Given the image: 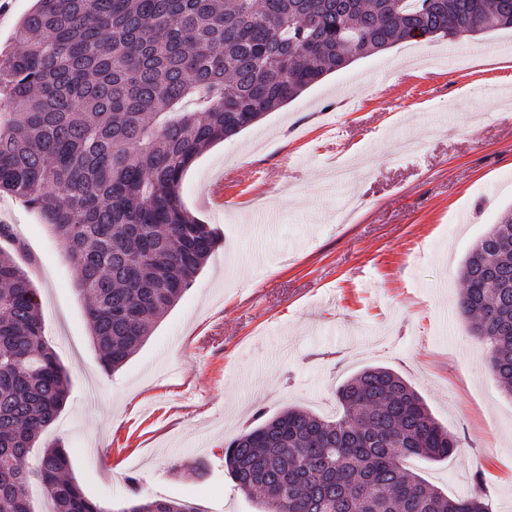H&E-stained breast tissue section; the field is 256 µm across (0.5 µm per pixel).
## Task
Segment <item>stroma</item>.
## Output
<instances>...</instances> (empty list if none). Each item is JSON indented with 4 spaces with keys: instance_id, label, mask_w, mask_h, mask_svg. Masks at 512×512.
Listing matches in <instances>:
<instances>
[{
    "instance_id": "obj_1",
    "label": "stroma",
    "mask_w": 512,
    "mask_h": 512,
    "mask_svg": "<svg viewBox=\"0 0 512 512\" xmlns=\"http://www.w3.org/2000/svg\"><path fill=\"white\" fill-rule=\"evenodd\" d=\"M219 182L230 204L213 201ZM181 197L221 243L108 374L65 242L0 194L70 377L43 441L67 448L89 497L120 512L133 475L146 499L260 512L224 471L225 441L291 404L337 417V387L385 366L461 441L410 468L451 498L483 486L489 512H512V395L456 288L466 254L512 209V30L356 59L199 154Z\"/></svg>"
}]
</instances>
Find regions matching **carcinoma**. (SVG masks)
<instances>
[{
	"instance_id": "carcinoma-1",
	"label": "carcinoma",
	"mask_w": 512,
	"mask_h": 512,
	"mask_svg": "<svg viewBox=\"0 0 512 512\" xmlns=\"http://www.w3.org/2000/svg\"><path fill=\"white\" fill-rule=\"evenodd\" d=\"M512 28V0H36L0 57V193L38 209L67 244L102 369L124 365L218 247L181 198L208 146L238 135L326 74L400 40ZM462 317L512 395V211L464 258ZM68 373L42 340L36 288L0 247V512H111L71 475L69 452L29 456L63 409ZM341 415L296 407L224 446L262 512H489L406 466L459 438L398 372L367 367L336 391ZM123 512H203L132 496Z\"/></svg>"
}]
</instances>
